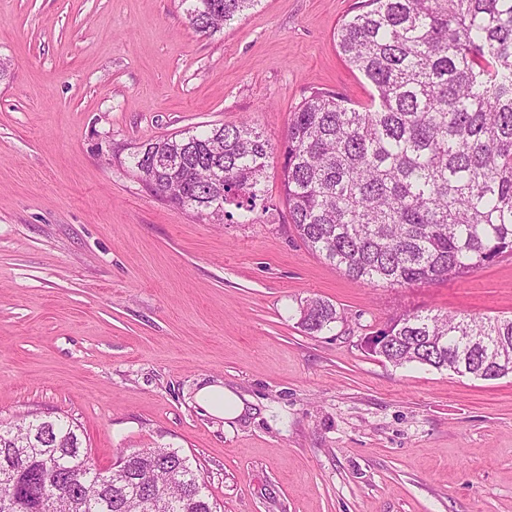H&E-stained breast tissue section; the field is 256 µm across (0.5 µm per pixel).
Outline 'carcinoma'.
I'll list each match as a JSON object with an SVG mask.
<instances>
[{
    "label": "carcinoma",
    "mask_w": 512,
    "mask_h": 512,
    "mask_svg": "<svg viewBox=\"0 0 512 512\" xmlns=\"http://www.w3.org/2000/svg\"><path fill=\"white\" fill-rule=\"evenodd\" d=\"M260 0H180L211 36ZM339 50L374 87L360 111L314 90L280 150L290 224L349 278L413 286L512 254V0H360ZM275 147L248 121L143 144L144 185L213 224H254ZM234 210H228V207ZM342 319L310 298L299 324ZM395 365L490 380L512 374V318L406 312L365 341ZM199 470L165 445L119 452L103 472L67 416L0 422V512H218Z\"/></svg>",
    "instance_id": "1"
}]
</instances>
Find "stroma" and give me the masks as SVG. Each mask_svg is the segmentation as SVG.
<instances>
[{
  "instance_id": "stroma-1",
  "label": "stroma",
  "mask_w": 512,
  "mask_h": 512,
  "mask_svg": "<svg viewBox=\"0 0 512 512\" xmlns=\"http://www.w3.org/2000/svg\"><path fill=\"white\" fill-rule=\"evenodd\" d=\"M358 0H261L212 36L179 0H0V419L63 413L96 466L166 444L222 512H512V375L396 366L406 311L512 316V256L412 287L354 281L288 222L281 161L253 224L153 195L147 140L244 120L280 146L312 89L372 88L334 34ZM319 297L342 321L318 333ZM222 383L247 414L195 400ZM343 319L335 306L321 298H310L299 309V324L308 332H321Z\"/></svg>"
}]
</instances>
